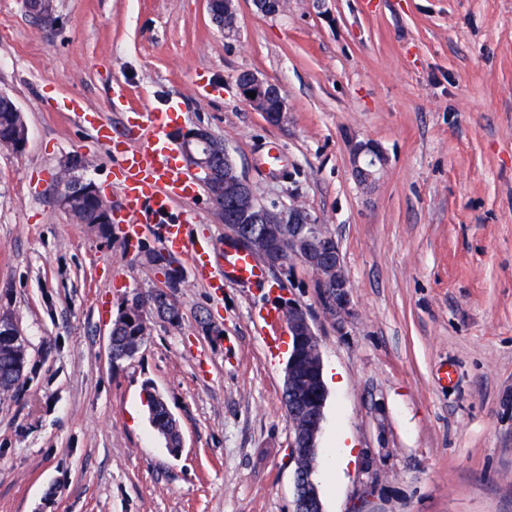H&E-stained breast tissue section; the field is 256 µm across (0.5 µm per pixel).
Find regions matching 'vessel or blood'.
Returning a JSON list of instances; mask_svg holds the SVG:
<instances>
[{
    "instance_id": "obj_1",
    "label": "vessel or blood",
    "mask_w": 512,
    "mask_h": 512,
    "mask_svg": "<svg viewBox=\"0 0 512 512\" xmlns=\"http://www.w3.org/2000/svg\"><path fill=\"white\" fill-rule=\"evenodd\" d=\"M179 110L178 100L173 99L165 111L147 107L137 112L130 148L113 152L127 215L125 234L134 241L139 239L143 225H153L161 245L190 256L196 279L206 281L211 274L210 256L207 247L192 240L187 232L193 221L191 213L186 211L177 217L172 214L175 203L192 199L197 192L196 183L183 172L170 138V127ZM223 278L262 286L269 283L255 255L237 247L224 254Z\"/></svg>"
}]
</instances>
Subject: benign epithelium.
I'll return each mask as SVG.
<instances>
[{
  "instance_id": "1",
  "label": "benign epithelium",
  "mask_w": 512,
  "mask_h": 512,
  "mask_svg": "<svg viewBox=\"0 0 512 512\" xmlns=\"http://www.w3.org/2000/svg\"><path fill=\"white\" fill-rule=\"evenodd\" d=\"M25 12L41 25L55 20L54 0H21ZM210 17H218L215 24L224 30V35L232 37L237 32L236 0H207ZM241 97L264 115L272 125L284 121L288 112L282 86L261 77L253 70H241L235 77ZM254 92L250 98L247 93ZM183 161L198 175L203 186L217 179L214 191H207L210 203L224 223L233 225L232 240L235 244L247 247L271 269L284 271L295 262L314 271L317 287L321 289L326 313L344 323V316L350 312V282L343 267L342 254L338 242L327 232L324 225L305 208L298 205L271 203L275 209L277 227L259 224L263 213L248 207L250 182L238 171L229 152H224V173L217 176L208 168L209 148L215 136L205 127L182 129L175 134ZM382 160L377 146L372 143L359 145L355 154L354 171L359 183L368 186L372 183L373 167ZM95 189V183L71 174L57 181L56 199L65 204L73 196ZM288 334L291 349L288 356L291 382L303 380L300 369L310 367L308 379L316 382L311 398L300 403L298 411L309 417L310 423L302 424L296 417L289 416L291 425L289 455L295 462V512H323V505L317 485L313 481L319 462L318 439L324 420L327 389L322 378V354L320 339L310 323L306 310L298 304L288 302Z\"/></svg>"
}]
</instances>
